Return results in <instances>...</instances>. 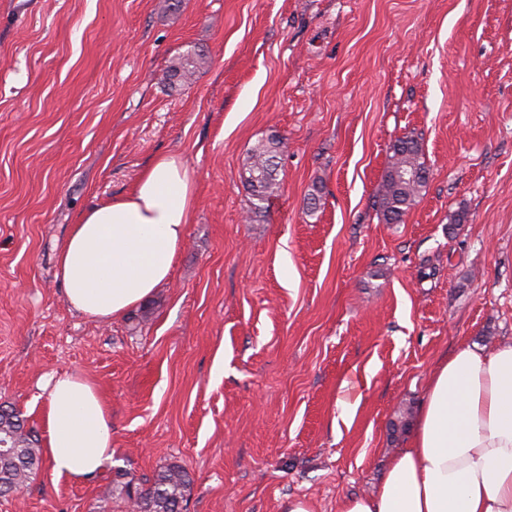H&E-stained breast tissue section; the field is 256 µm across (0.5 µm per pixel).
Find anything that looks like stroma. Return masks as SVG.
<instances>
[{"mask_svg":"<svg viewBox=\"0 0 512 512\" xmlns=\"http://www.w3.org/2000/svg\"><path fill=\"white\" fill-rule=\"evenodd\" d=\"M168 2L0 0V404L46 441L41 385L77 372L112 423L101 473L42 468L0 512H93L117 472L168 463L184 512H336L377 492L442 360L512 342V0ZM190 48L206 69L169 86ZM273 135L280 189L250 219L243 159ZM406 135L430 179L388 224ZM165 153L197 178L171 279L91 319L55 246Z\"/></svg>","mask_w":512,"mask_h":512,"instance_id":"stroma-1","label":"stroma"}]
</instances>
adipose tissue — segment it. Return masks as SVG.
I'll list each match as a JSON object with an SVG mask.
<instances>
[{
	"mask_svg": "<svg viewBox=\"0 0 512 512\" xmlns=\"http://www.w3.org/2000/svg\"><path fill=\"white\" fill-rule=\"evenodd\" d=\"M196 206L183 158L155 156L130 193L85 211L59 246L67 304L106 321L150 298L170 279ZM48 387L44 455L55 475L86 481L112 458L106 401L79 373ZM336 512H512V343L462 344L442 360L380 491L344 497Z\"/></svg>",
	"mask_w": 512,
	"mask_h": 512,
	"instance_id": "adipose-tissue-1",
	"label": "adipose tissue"
}]
</instances>
